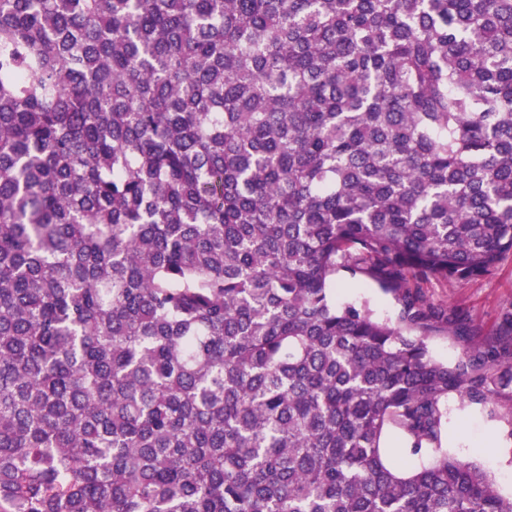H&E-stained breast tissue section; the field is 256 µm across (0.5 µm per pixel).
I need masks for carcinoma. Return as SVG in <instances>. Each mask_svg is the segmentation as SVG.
<instances>
[{
  "label": "carcinoma",
  "mask_w": 512,
  "mask_h": 512,
  "mask_svg": "<svg viewBox=\"0 0 512 512\" xmlns=\"http://www.w3.org/2000/svg\"><path fill=\"white\" fill-rule=\"evenodd\" d=\"M511 252L512 0H0V512H512L422 292ZM367 301L380 317L397 314L398 306L391 295L385 294L372 280L353 278L346 272L336 274V303ZM490 407H462L448 400V420L443 446L448 453L477 463L495 481L499 491L512 494V439L490 415Z\"/></svg>",
  "instance_id": "obj_1"
}]
</instances>
